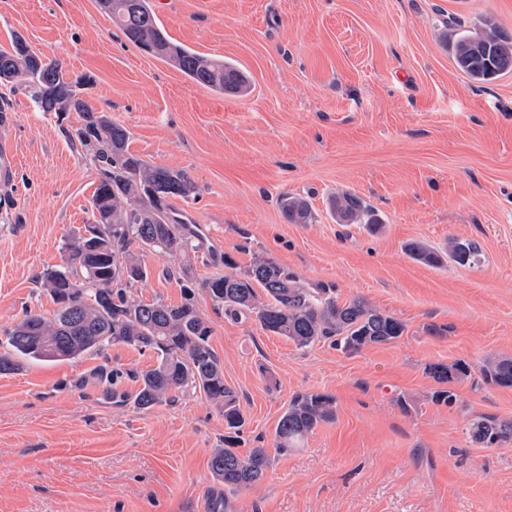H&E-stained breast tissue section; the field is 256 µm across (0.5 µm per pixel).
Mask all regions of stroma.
<instances>
[{"label":"stroma","instance_id":"obj_1","mask_svg":"<svg viewBox=\"0 0 512 512\" xmlns=\"http://www.w3.org/2000/svg\"><path fill=\"white\" fill-rule=\"evenodd\" d=\"M171 40L238 64L250 89L225 96L129 42L100 0H0V48L21 34L36 53L92 76L84 97L130 134L128 150L188 173L174 200L198 225L197 280L271 259L339 301L363 298L403 321L393 344L348 355L298 348L203 290L224 382L246 423L237 452L271 465L225 494L209 460L224 419L200 392L147 411L91 380L101 365L141 370L125 346L0 374V512H512V443L471 444L482 416L512 420V389L464 380L453 406L430 401V365L512 357V72L469 81L442 38L493 17L512 33V0H152ZM10 105L18 166L0 186V333L26 310L52 315L40 275L92 220L99 173L67 133L80 116L38 111L21 87ZM339 190L381 215L370 232L328 210ZM313 220L288 221L282 194ZM479 243V265L428 266L406 243ZM144 301L184 302L164 256L145 253ZM323 392L336 419L281 451L274 429L289 401ZM409 409H402L399 398Z\"/></svg>","mask_w":512,"mask_h":512}]
</instances>
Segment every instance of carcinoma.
I'll return each mask as SVG.
<instances>
[{"instance_id":"1","label":"carcinoma","mask_w":512,"mask_h":512,"mask_svg":"<svg viewBox=\"0 0 512 512\" xmlns=\"http://www.w3.org/2000/svg\"><path fill=\"white\" fill-rule=\"evenodd\" d=\"M112 22L124 36L154 56L171 61L192 82L227 95L249 89L247 76L236 65L209 58L174 44L158 22L150 0H111ZM21 35L11 49H0V83H19L42 112H76L80 127L70 139L90 152L100 170L93 210L105 211L112 223L92 235L75 234L66 243L65 266L47 269L41 285L58 308L48 318L32 310L4 333L0 340V374L18 371L32 362L72 361L87 354L124 344L149 352L155 363L134 373L137 388L131 404L149 410L170 402L187 389L205 395L224 416L226 447L214 449L209 460L212 478L224 484V493H236L261 480L270 465L263 448L246 455L231 449L233 434L245 418L235 391L224 384L221 362L210 342V329L193 304L144 302L131 288L148 279L150 270L131 250H152L177 262L179 277L192 280L190 253L201 249L187 236L185 224L172 200H187L196 185L182 170L154 166L130 153L128 131L96 111L79 97L92 78L71 75L52 59L32 69L18 54ZM448 51L457 69L475 82H488L512 72V35L491 17L467 29L448 28ZM280 205L288 220L307 224L312 218L306 200L285 194ZM339 224L381 225L378 213L355 194L342 191L331 198ZM406 252L415 260L438 265L449 258L459 265L481 262L482 251L470 239L452 238L440 253L421 242H410ZM202 289L213 302L234 316H254L261 327L292 341L299 348L330 341L349 355L368 347L395 342L406 332L399 319L362 298L339 302L329 288L310 285L274 261L257 257L242 274L208 278ZM464 361L430 366V374L448 388L434 391L436 404L452 406L458 394L452 385L471 376ZM479 372L485 383L512 388V357L484 360ZM336 419V402L326 393L295 396L280 416L274 431L276 447L298 448L314 429ZM468 437L481 448L512 443V420L480 417L472 421Z\"/></svg>"}]
</instances>
